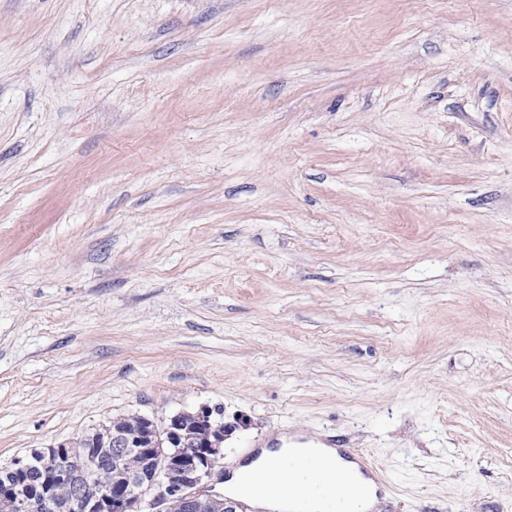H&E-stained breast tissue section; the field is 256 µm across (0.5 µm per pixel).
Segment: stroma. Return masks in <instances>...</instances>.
I'll use <instances>...</instances> for the list:
<instances>
[{"label":"stroma","instance_id":"35a3bbf8","mask_svg":"<svg viewBox=\"0 0 512 512\" xmlns=\"http://www.w3.org/2000/svg\"><path fill=\"white\" fill-rule=\"evenodd\" d=\"M204 404L512 512V0H0V466Z\"/></svg>","mask_w":512,"mask_h":512}]
</instances>
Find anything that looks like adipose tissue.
<instances>
[{"instance_id":"ef3b65f1","label":"adipose tissue","mask_w":512,"mask_h":512,"mask_svg":"<svg viewBox=\"0 0 512 512\" xmlns=\"http://www.w3.org/2000/svg\"><path fill=\"white\" fill-rule=\"evenodd\" d=\"M302 449H261L256 459L230 471L222 489L225 494L251 500L262 512H288L290 491L302 474L296 460Z\"/></svg>"}]
</instances>
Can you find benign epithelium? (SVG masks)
Instances as JSON below:
<instances>
[{"mask_svg":"<svg viewBox=\"0 0 512 512\" xmlns=\"http://www.w3.org/2000/svg\"><path fill=\"white\" fill-rule=\"evenodd\" d=\"M139 419L145 430L113 435L110 460L90 451L75 461L66 451L68 441L30 449L15 467L39 474V488L31 496L4 488L0 497L13 512H29L34 506L66 512H234L224 509V500L214 492L224 482V426H212L214 409L202 405L159 420ZM190 421L203 427L204 434L189 448L183 429ZM111 460L125 472L121 484L102 480Z\"/></svg>","mask_w":512,"mask_h":512,"instance_id":"obj_1","label":"benign epithelium"}]
</instances>
